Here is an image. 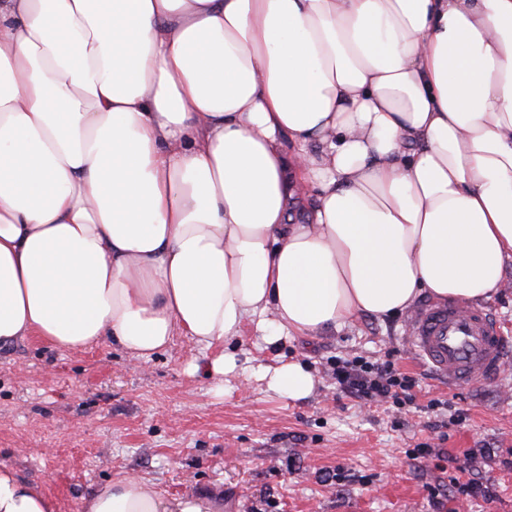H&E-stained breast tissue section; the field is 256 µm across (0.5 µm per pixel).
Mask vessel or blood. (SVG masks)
<instances>
[{
	"label": "vessel or blood",
	"mask_w": 512,
	"mask_h": 512,
	"mask_svg": "<svg viewBox=\"0 0 512 512\" xmlns=\"http://www.w3.org/2000/svg\"><path fill=\"white\" fill-rule=\"evenodd\" d=\"M406 345L452 387L484 382L512 363L492 311L482 305L433 301L418 306L407 323Z\"/></svg>",
	"instance_id": "b4317fda"
}]
</instances>
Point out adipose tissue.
Here are the masks:
<instances>
[{
	"label": "adipose tissue",
	"mask_w": 512,
	"mask_h": 512,
	"mask_svg": "<svg viewBox=\"0 0 512 512\" xmlns=\"http://www.w3.org/2000/svg\"><path fill=\"white\" fill-rule=\"evenodd\" d=\"M510 260L512 0H0V344L182 336L221 385L245 324L488 300ZM223 510L121 474L81 512ZM0 512L59 504L0 464Z\"/></svg>",
	"instance_id": "obj_1"
}]
</instances>
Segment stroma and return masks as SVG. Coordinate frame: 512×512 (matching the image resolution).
I'll return each instance as SVG.
<instances>
[{
	"label": "stroma",
	"instance_id": "stroma-1",
	"mask_svg": "<svg viewBox=\"0 0 512 512\" xmlns=\"http://www.w3.org/2000/svg\"><path fill=\"white\" fill-rule=\"evenodd\" d=\"M405 321L364 314L274 349L245 326L227 346L240 371L220 394L191 371L204 354L182 336L146 361L102 343L76 352L36 337L1 344L0 464L43 486L61 512H79L82 497L119 473L165 495L223 497L224 512H512V370L445 388L413 362ZM388 352L418 375L414 404H363L337 391L331 358ZM280 359L316 374L310 399L269 396L247 377ZM459 408L467 418L457 422ZM421 443L447 459H409ZM469 448L488 451L466 477L489 487L491 503L448 482L450 457Z\"/></svg>",
	"mask_w": 512,
	"mask_h": 512
}]
</instances>
